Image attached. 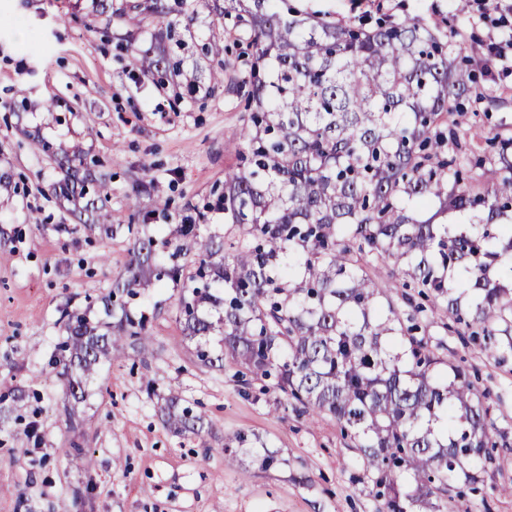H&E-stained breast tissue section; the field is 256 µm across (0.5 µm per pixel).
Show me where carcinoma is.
Returning <instances> with one entry per match:
<instances>
[{
	"label": "carcinoma",
	"instance_id": "obj_1",
	"mask_svg": "<svg viewBox=\"0 0 512 512\" xmlns=\"http://www.w3.org/2000/svg\"><path fill=\"white\" fill-rule=\"evenodd\" d=\"M109 22L167 18V0H88ZM246 26L247 67L240 87L252 102L236 133L241 164L224 174L218 207L246 243L224 244L182 224L197 259L173 268L187 276L180 298L196 355L250 378L272 381L283 403L311 418L330 416L349 433L352 462L371 482L376 512H452L454 498L479 490L487 465L512 468L506 432L490 417L487 396L440 351L444 337L418 335L414 320L442 309L504 360L512 356V126L487 136L460 127L465 101L496 102L472 68V56L418 18L372 31L315 21L280 8L283 0H237ZM143 74L178 69L164 47L136 53ZM80 189L83 212L106 224L111 187L87 181L82 150L59 159ZM166 257L152 240L137 243L121 289L133 294ZM392 267L382 285L372 277ZM420 288L430 306L405 289ZM76 371L66 395L84 397V380L101 359L152 346L144 319L121 310L97 334L65 313ZM222 336L220 352L205 338ZM178 435H197L204 415L181 405L171 388L163 409ZM219 452L229 466L252 454L269 468L277 452L235 437Z\"/></svg>",
	"mask_w": 512,
	"mask_h": 512
}]
</instances>
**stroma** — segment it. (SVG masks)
Returning <instances> with one entry per match:
<instances>
[{
	"instance_id": "obj_1",
	"label": "stroma",
	"mask_w": 512,
	"mask_h": 512,
	"mask_svg": "<svg viewBox=\"0 0 512 512\" xmlns=\"http://www.w3.org/2000/svg\"><path fill=\"white\" fill-rule=\"evenodd\" d=\"M69 0H0V512H375L363 472L336 419H311L278 405V393L254 382L241 395L231 372L200 364L178 310L182 292L168 279L116 293L139 240L169 241L183 218L206 209L203 236L238 244L224 214L207 210L224 173L238 166L237 131L246 124L243 92L213 88L210 71L236 74L235 12L215 15L208 0H187L194 15L182 38L184 78L162 85L144 75L125 49L153 50L165 26L148 18L110 27L72 13ZM291 10L366 30L416 17L451 27L458 43L488 56V43L512 29L506 0H288ZM224 44L226 67L203 58L202 44ZM498 97L477 104L464 122L496 132L512 119V71L481 68ZM57 97L59 107L42 103ZM48 142L39 152L31 137ZM80 145L88 163L106 174L110 232L78 223L50 190L65 172L56 159ZM170 197L167 214L154 210ZM39 223H32V216ZM112 297L145 316L154 343L147 354L113 355L87 383L78 404L85 456L69 453L72 436L63 406L61 364L52 353L66 335L63 312L104 321ZM445 359L463 365L487 393L497 425L512 433V359L449 334ZM176 386L205 415L202 434L165 427L159 396ZM261 439L281 462L270 469L224 464L221 449L236 434ZM456 512H512V469L486 477L465 493Z\"/></svg>"
}]
</instances>
